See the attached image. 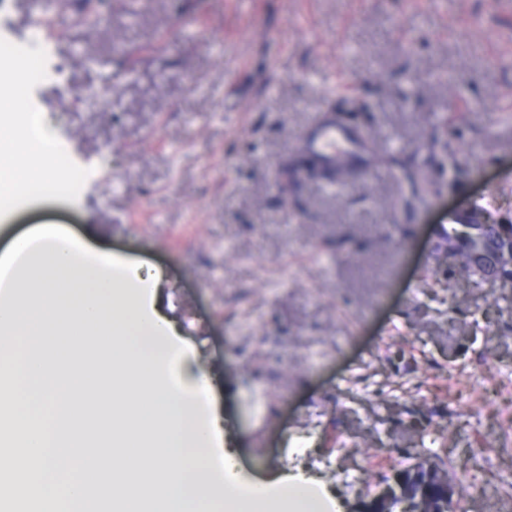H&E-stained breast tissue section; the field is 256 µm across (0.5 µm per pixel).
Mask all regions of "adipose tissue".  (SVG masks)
<instances>
[{
	"instance_id": "ef3b65f1",
	"label": "adipose tissue",
	"mask_w": 512,
	"mask_h": 512,
	"mask_svg": "<svg viewBox=\"0 0 512 512\" xmlns=\"http://www.w3.org/2000/svg\"><path fill=\"white\" fill-rule=\"evenodd\" d=\"M28 67L15 57L0 77L4 199L75 189L24 106ZM155 280L58 224L0 252V512H243V484L259 500L308 497V479L248 480L225 452L209 377L157 308Z\"/></svg>"
}]
</instances>
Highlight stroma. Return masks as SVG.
I'll return each mask as SVG.
<instances>
[{"instance_id":"1","label":"stroma","mask_w":512,"mask_h":512,"mask_svg":"<svg viewBox=\"0 0 512 512\" xmlns=\"http://www.w3.org/2000/svg\"><path fill=\"white\" fill-rule=\"evenodd\" d=\"M51 2L24 103L85 179L15 202L0 251L60 224L157 267L247 476L309 430L349 506L434 452L469 512H512V282L461 287L435 237L479 206L512 232V0H105L91 29ZM328 108L380 144L347 187L298 151Z\"/></svg>"}]
</instances>
